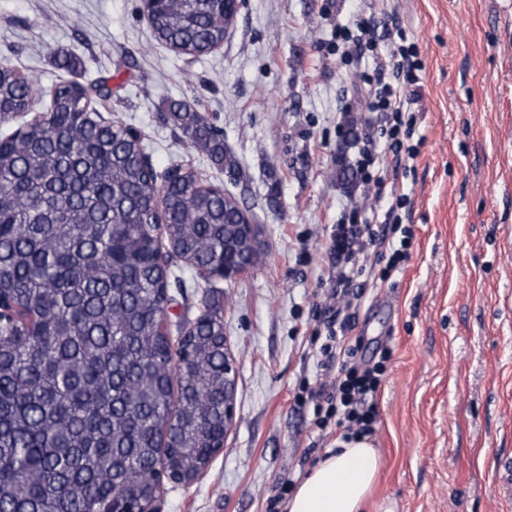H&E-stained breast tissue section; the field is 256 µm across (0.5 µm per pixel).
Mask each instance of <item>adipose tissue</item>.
Here are the masks:
<instances>
[{
	"label": "adipose tissue",
	"mask_w": 512,
	"mask_h": 512,
	"mask_svg": "<svg viewBox=\"0 0 512 512\" xmlns=\"http://www.w3.org/2000/svg\"><path fill=\"white\" fill-rule=\"evenodd\" d=\"M380 467L369 442H339L298 484L287 512H366Z\"/></svg>",
	"instance_id": "adipose-tissue-1"
}]
</instances>
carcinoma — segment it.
Here are the masks:
<instances>
[{
  "label": "carcinoma",
  "mask_w": 512,
  "mask_h": 512,
  "mask_svg": "<svg viewBox=\"0 0 512 512\" xmlns=\"http://www.w3.org/2000/svg\"><path fill=\"white\" fill-rule=\"evenodd\" d=\"M219 0H162L155 38L183 55L224 42ZM58 69L78 56L53 52ZM34 77L0 64V125L35 111ZM108 79H62L0 137V512H108L152 494L161 457L194 471L224 439L222 308L169 327L174 259L209 281L257 264L236 202L188 163L159 172L130 126L92 107ZM165 120L230 171L187 100ZM187 334L185 342L172 336Z\"/></svg>",
  "instance_id": "carcinoma-1"
}]
</instances>
